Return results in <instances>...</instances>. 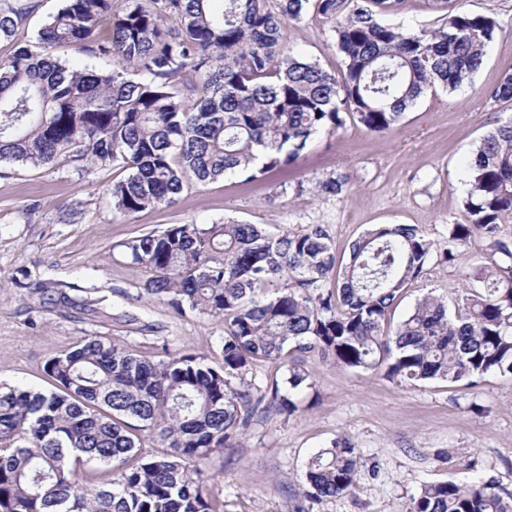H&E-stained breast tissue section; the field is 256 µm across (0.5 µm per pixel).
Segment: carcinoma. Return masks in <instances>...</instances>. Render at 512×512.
Returning a JSON list of instances; mask_svg holds the SVG:
<instances>
[{
	"mask_svg": "<svg viewBox=\"0 0 512 512\" xmlns=\"http://www.w3.org/2000/svg\"><path fill=\"white\" fill-rule=\"evenodd\" d=\"M402 3L63 0L36 41L0 57V161L120 169L112 200L130 215L173 203L189 174L261 181L349 120L387 132L427 93L470 83L500 30L495 17L451 3L444 23L418 33L380 21ZM309 12L334 21L337 71L286 49L288 23ZM29 13L0 0V41ZM60 46L109 68L73 69L54 57ZM131 67L147 78H131ZM184 75L193 109L177 87ZM488 97L512 100V72ZM464 170V213L442 250L413 225L368 230L343 267L318 225L272 235L247 223L173 224L124 242L150 273L148 296L224 321L222 366L193 354L155 362L85 336L45 363L52 390L1 384L0 512H224L198 465L237 446L263 409L298 410L294 396L312 382L297 352L415 386L512 378V239L500 234L512 216V120L487 131ZM346 183L340 174L319 188L337 195ZM474 238L488 251L466 275L456 316L428 293L389 330L393 304L427 265ZM260 360L288 374L258 388L248 375ZM145 432L162 452L143 448ZM358 464L351 440L333 441L308 459L305 498L348 493ZM408 512H512V498L490 482L425 484Z\"/></svg>",
	"mask_w": 512,
	"mask_h": 512,
	"instance_id": "obj_1",
	"label": "carcinoma"
}]
</instances>
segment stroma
<instances>
[{"label": "stroma", "instance_id": "stroma-1", "mask_svg": "<svg viewBox=\"0 0 512 512\" xmlns=\"http://www.w3.org/2000/svg\"><path fill=\"white\" fill-rule=\"evenodd\" d=\"M460 2L500 24L471 84L421 97L383 134L351 121L319 134L298 165L264 181L228 175L186 186L174 205L126 215L111 194L122 170L0 162V383L49 390L47 360L91 335L146 348L160 360L190 353L220 364L221 321L149 298L146 270L113 258L114 248L143 233L246 222L278 234L317 224L342 263L351 243L379 225H414L446 246L468 190L466 159L493 124L512 119V101L487 96L512 71V0ZM442 14L437 0H404L385 21L416 32ZM286 45L326 70L340 66L330 20L308 14L290 22ZM339 173L348 177L342 193L321 192L319 181ZM485 250L474 239L447 264H430L394 305L391 325L430 292L456 309ZM304 362L314 386L296 413L269 409L238 447L203 461L202 478L224 512H406L422 485L447 481H491L512 495V380L489 374L473 388L441 380L409 386L316 355ZM341 436L360 455L356 483L345 495L305 500L308 458Z\"/></svg>", "mask_w": 512, "mask_h": 512}]
</instances>
